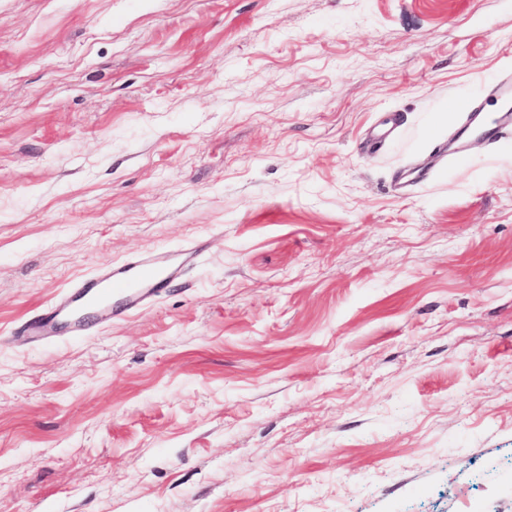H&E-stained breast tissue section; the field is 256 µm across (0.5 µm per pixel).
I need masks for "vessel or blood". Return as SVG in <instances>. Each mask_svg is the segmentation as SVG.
Listing matches in <instances>:
<instances>
[{"label": "vessel or blood", "instance_id": "b4317fda", "mask_svg": "<svg viewBox=\"0 0 512 512\" xmlns=\"http://www.w3.org/2000/svg\"><path fill=\"white\" fill-rule=\"evenodd\" d=\"M492 93L501 107L481 126L483 136L488 138L512 130V79H502ZM200 255L199 247L194 244L183 246L172 260L130 254L93 277L73 281L42 313L27 320L18 335L28 342L45 344L56 340L62 323L73 335L89 334L93 329L90 316L101 310L106 311L107 322L124 319L152 303Z\"/></svg>", "mask_w": 512, "mask_h": 512}]
</instances>
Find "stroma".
<instances>
[{
    "instance_id": "obj_1",
    "label": "stroma",
    "mask_w": 512,
    "mask_h": 512,
    "mask_svg": "<svg viewBox=\"0 0 512 512\" xmlns=\"http://www.w3.org/2000/svg\"><path fill=\"white\" fill-rule=\"evenodd\" d=\"M508 74L512 0H0V512H512ZM492 93L503 106L490 115L481 125L482 134L487 138L512 130V107H508L512 99V80L509 77L502 79L492 89ZM201 255L195 244L183 246L172 262L168 257L131 253L119 263H111L90 278L73 281L54 298L42 313L27 320L17 337L45 344L56 340L60 323L73 336H85L93 329L89 314L105 310L107 316L94 324L96 330L122 320L152 303L161 290L177 278L186 266Z\"/></svg>"
}]
</instances>
